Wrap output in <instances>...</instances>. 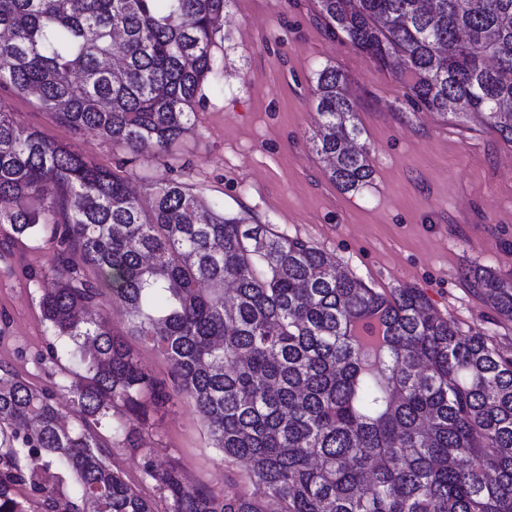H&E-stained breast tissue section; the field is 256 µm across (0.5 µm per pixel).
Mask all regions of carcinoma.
Listing matches in <instances>:
<instances>
[{"label": "carcinoma", "instance_id": "carcinoma-1", "mask_svg": "<svg viewBox=\"0 0 512 512\" xmlns=\"http://www.w3.org/2000/svg\"><path fill=\"white\" fill-rule=\"evenodd\" d=\"M228 0H0V88L91 130L135 162L170 155L213 70ZM376 63L395 60L417 109L476 115L512 144V0H318ZM329 178L372 177L356 102L334 67L313 90ZM0 224L49 234L42 319L79 369L54 391L0 364V512H157L92 431L139 457L165 512H512V354L464 332L416 288L378 292L271 224L209 209L170 175L134 193L122 167L19 125L0 104ZM471 291L512 321V282ZM164 356L147 374L109 323ZM179 393L213 448L264 491L217 495L160 467L140 426Z\"/></svg>", "mask_w": 512, "mask_h": 512}]
</instances>
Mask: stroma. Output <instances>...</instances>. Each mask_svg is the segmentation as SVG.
<instances>
[{
	"instance_id": "1",
	"label": "stroma",
	"mask_w": 512,
	"mask_h": 512,
	"mask_svg": "<svg viewBox=\"0 0 512 512\" xmlns=\"http://www.w3.org/2000/svg\"><path fill=\"white\" fill-rule=\"evenodd\" d=\"M212 56L194 128L174 150L183 182L225 210L310 241L377 291L421 289L462 330L512 342V322L499 320L461 276L484 266L512 281V145L477 119L413 109L406 79L333 36L317 0H229ZM327 66L346 78L370 154L372 179L356 192L336 188L309 143L312 89ZM0 103L96 164L111 169L125 155L94 132L56 124L32 97L5 93ZM0 242L9 245L0 253V364L66 403L58 387L71 363L48 356L39 310L54 244L17 237L8 224H0ZM110 324L149 375L168 379L167 360L129 335L121 311H111ZM146 440L190 483L217 494L251 489L243 465L212 448L187 397L151 411Z\"/></svg>"
}]
</instances>
